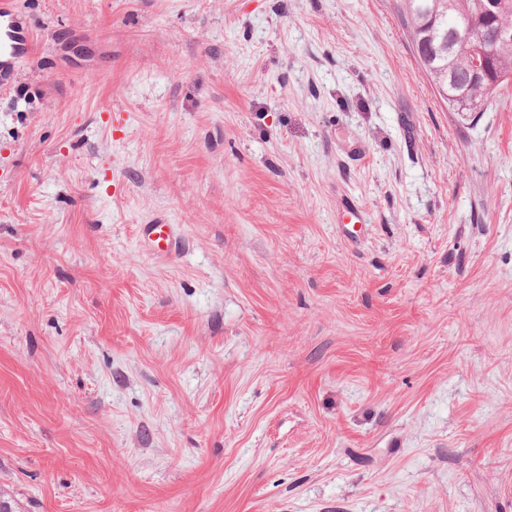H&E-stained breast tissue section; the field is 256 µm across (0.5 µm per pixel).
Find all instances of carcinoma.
<instances>
[{
    "instance_id": "obj_1",
    "label": "carcinoma",
    "mask_w": 512,
    "mask_h": 512,
    "mask_svg": "<svg viewBox=\"0 0 512 512\" xmlns=\"http://www.w3.org/2000/svg\"><path fill=\"white\" fill-rule=\"evenodd\" d=\"M484 0H400V9L411 30L418 59L434 88L448 108L455 109L451 95L467 91L470 111L482 112L491 103L504 82L473 79V60L469 50L458 47L448 53V40L460 23L470 24L487 34L502 23L512 26V0H498L497 19L491 20L483 10ZM494 76L512 77V39L486 40Z\"/></svg>"
}]
</instances>
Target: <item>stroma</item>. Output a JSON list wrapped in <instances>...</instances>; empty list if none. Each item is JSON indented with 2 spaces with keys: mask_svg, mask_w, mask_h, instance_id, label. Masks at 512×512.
<instances>
[{
  "mask_svg": "<svg viewBox=\"0 0 512 512\" xmlns=\"http://www.w3.org/2000/svg\"><path fill=\"white\" fill-rule=\"evenodd\" d=\"M19 3L0 494L512 512V84L449 110L399 0ZM142 234L151 242V253L154 255L168 257L177 250L179 234L174 224H165L162 220L144 224Z\"/></svg>",
  "mask_w": 512,
  "mask_h": 512,
  "instance_id": "obj_1",
  "label": "stroma"
}]
</instances>
